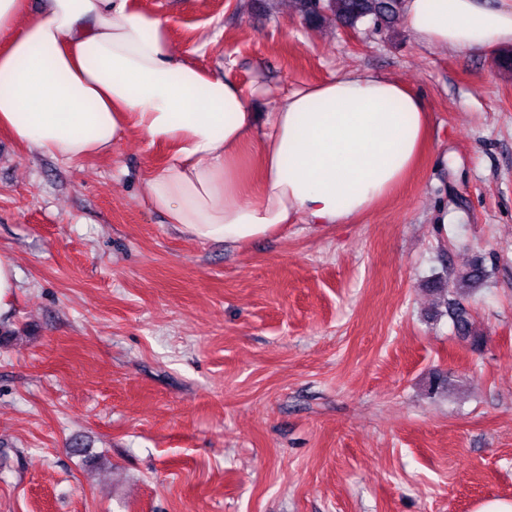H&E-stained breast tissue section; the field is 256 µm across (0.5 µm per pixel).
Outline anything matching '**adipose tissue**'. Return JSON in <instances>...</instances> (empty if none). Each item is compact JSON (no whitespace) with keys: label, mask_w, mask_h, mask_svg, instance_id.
<instances>
[{"label":"adipose tissue","mask_w":512,"mask_h":512,"mask_svg":"<svg viewBox=\"0 0 512 512\" xmlns=\"http://www.w3.org/2000/svg\"><path fill=\"white\" fill-rule=\"evenodd\" d=\"M426 46L512 45V0H404ZM168 18L133 0H0V132L64 161L111 155L127 135L170 151L150 206L187 236L229 245L287 224H349L413 172L430 115L405 85L348 70L280 95L244 91L179 57Z\"/></svg>","instance_id":"1"}]
</instances>
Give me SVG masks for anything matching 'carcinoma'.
<instances>
[{
	"instance_id": "cac0c4a2",
	"label": "carcinoma",
	"mask_w": 512,
	"mask_h": 512,
	"mask_svg": "<svg viewBox=\"0 0 512 512\" xmlns=\"http://www.w3.org/2000/svg\"><path fill=\"white\" fill-rule=\"evenodd\" d=\"M297 9L309 24L333 17L342 25L355 28L370 22L377 27L393 23L401 14L402 0H296ZM485 277L484 270L475 268L461 275L454 288L455 297L447 302L448 313L461 338L475 349L482 344L483 337L471 334L470 315L461 303L473 284Z\"/></svg>"
}]
</instances>
